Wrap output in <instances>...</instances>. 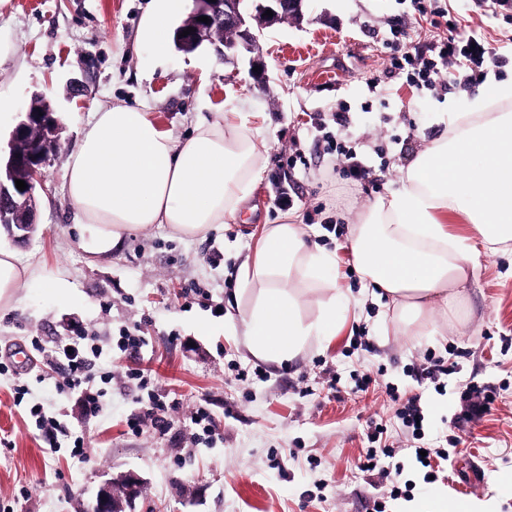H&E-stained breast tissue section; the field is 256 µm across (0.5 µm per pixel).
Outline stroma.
Instances as JSON below:
<instances>
[{"label":"stroma","instance_id":"stroma-1","mask_svg":"<svg viewBox=\"0 0 512 512\" xmlns=\"http://www.w3.org/2000/svg\"><path fill=\"white\" fill-rule=\"evenodd\" d=\"M149 0H0V146L33 95L47 94L63 126L62 146L36 190V228L15 244L22 260L64 270L73 289L68 301L27 281L19 304L0 307V355L29 346L38 372L12 366L0 374V506L13 512H89L101 482L128 471L144 481L136 512H441L447 499L467 489L479 512H512V251L480 252L465 288L462 332L405 336L392 325L384 299L349 269L347 236L324 234L308 215L322 210L337 223L368 202L401 191L416 155L446 136L437 115L448 101L474 98L479 87H424L407 83L391 65L390 30L405 29L408 47L442 36L410 0H313L302 23L286 20L260 38L267 69L264 87L250 76L251 55L223 61L210 44L190 53L157 57L139 29ZM459 22L462 36L483 39L504 59L488 66L496 81L512 84V10L492 14L474 0H438ZM145 105L162 131L185 138L194 122L247 119L267 144L264 169L247 201L248 212L215 225L205 235H175L164 224L131 232L120 249L99 258L81 247L66 200L67 157L90 119L92 104ZM348 113L342 138L356 147L369 178L349 182L331 175L330 116ZM299 149L303 164L294 183L301 200L284 213L272 205L279 159ZM306 224L312 240L331 253L330 278L351 301L347 321L365 328L367 349L349 346V326L332 339L311 338L294 358L276 363L248 349L241 313L257 291L239 282L243 261L254 258L265 228L288 220ZM196 285L208 298L195 303L184 290ZM84 331L101 349L95 374L111 373L102 409L86 413L77 396L58 390L60 370L47 351ZM143 337L140 351L116 346L120 331ZM460 355V373L445 394L433 383L417 385L410 368L424 353ZM248 374L239 382L231 367ZM140 369L154 391L173 404L167 434L128 433L140 389L128 371ZM377 383L354 393L358 376ZM339 378L331 387V378ZM475 382L496 393L490 415L464 420L458 389ZM424 393L429 427L422 440L435 447L459 437L456 455L431 484L417 483L411 497L393 499L379 475L361 471L367 433L385 424L401 435L386 393ZM61 416L84 435L90 460L64 448L53 453L33 427V405ZM205 405L220 425L213 444L199 443L188 413Z\"/></svg>","mask_w":512,"mask_h":512}]
</instances>
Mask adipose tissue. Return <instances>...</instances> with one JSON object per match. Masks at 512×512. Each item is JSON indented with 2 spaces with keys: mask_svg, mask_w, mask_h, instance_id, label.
<instances>
[{
  "mask_svg": "<svg viewBox=\"0 0 512 512\" xmlns=\"http://www.w3.org/2000/svg\"><path fill=\"white\" fill-rule=\"evenodd\" d=\"M186 0H151L140 34L157 55L171 48L172 24ZM449 135L420 152L406 169L402 192L378 198L358 213L350 249L361 277L396 310L399 330L428 336L459 322L463 290L479 249L512 247V113L469 116L447 106ZM266 143L247 121L200 122L186 139L160 130L145 106L95 109L67 162L66 199L82 231V248L107 256L126 236L155 224L200 236L236 217L261 177ZM452 212L469 237L448 232L439 216ZM331 257L299 224L268 227L253 260L241 268L243 287L257 289L244 316L253 355L280 362L311 337L332 336L349 303L334 292L315 321L301 312L298 277L327 282ZM36 279L70 298L67 282L0 246V305H15L16 289Z\"/></svg>",
  "mask_w": 512,
  "mask_h": 512,
  "instance_id": "1",
  "label": "adipose tissue"
}]
</instances>
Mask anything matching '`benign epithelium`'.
Returning a JSON list of instances; mask_svg holds the SVG:
<instances>
[{"instance_id":"1","label":"benign epithelium","mask_w":512,"mask_h":512,"mask_svg":"<svg viewBox=\"0 0 512 512\" xmlns=\"http://www.w3.org/2000/svg\"><path fill=\"white\" fill-rule=\"evenodd\" d=\"M192 20L194 28L190 34L176 38L181 50L197 48L207 42L214 47L218 56L229 59V54L243 49L249 52L260 51L259 39L263 30L284 20L300 23L311 0H256L252 19L256 27H251L242 11L244 0H193ZM273 16H265L266 11ZM207 16L210 22L198 21ZM222 29L225 38L217 41L213 32ZM41 109L28 108L24 119L20 120L10 136L9 152L0 158V199H9L8 207H0V228L13 239L24 240L35 228L33 189L35 182L44 178V170L50 166L61 147L60 120L46 94H38ZM23 174L26 189L17 190L18 198L12 199L16 190L15 179ZM144 483L135 472L129 471L118 478L101 482L95 504L91 512H135L136 500L142 495Z\"/></svg>"}]
</instances>
